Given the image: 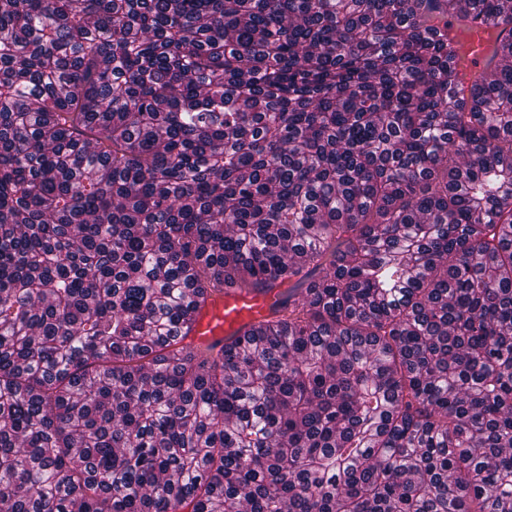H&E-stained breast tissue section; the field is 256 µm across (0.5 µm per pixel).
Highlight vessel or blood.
<instances>
[{
    "instance_id": "vessel-or-blood-1",
    "label": "vessel or blood",
    "mask_w": 512,
    "mask_h": 512,
    "mask_svg": "<svg viewBox=\"0 0 512 512\" xmlns=\"http://www.w3.org/2000/svg\"><path fill=\"white\" fill-rule=\"evenodd\" d=\"M486 56V34L483 25H474L464 41L457 67L459 83L467 85L481 74ZM279 299L277 290L241 292L218 287L196 312L195 320L185 333L186 342L207 346L223 344L249 326L271 316Z\"/></svg>"
}]
</instances>
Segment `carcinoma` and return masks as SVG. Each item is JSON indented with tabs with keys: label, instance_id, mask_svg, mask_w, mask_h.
I'll use <instances>...</instances> for the list:
<instances>
[{
	"label": "carcinoma",
	"instance_id": "cac0c4a2",
	"mask_svg": "<svg viewBox=\"0 0 512 512\" xmlns=\"http://www.w3.org/2000/svg\"><path fill=\"white\" fill-rule=\"evenodd\" d=\"M509 59L512 0H0V512H512ZM221 285L278 307L182 343ZM473 30L468 34L460 51V59L455 72L458 73L457 82L464 85L465 92L472 79L480 75L485 69H481L486 56V27L474 22Z\"/></svg>",
	"mask_w": 512,
	"mask_h": 512
}]
</instances>
